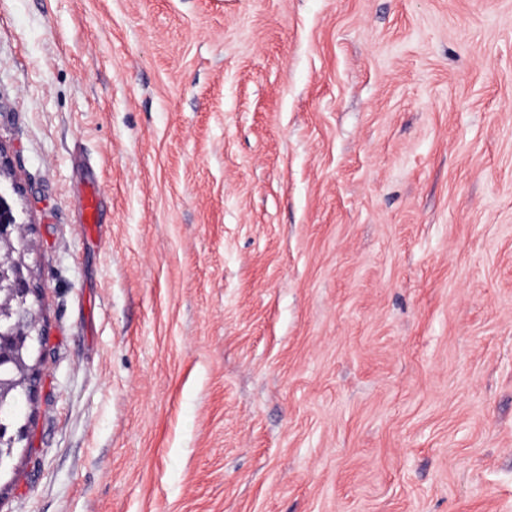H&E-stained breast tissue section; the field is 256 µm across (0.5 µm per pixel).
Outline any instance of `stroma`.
<instances>
[{
	"label": "stroma",
	"mask_w": 512,
	"mask_h": 512,
	"mask_svg": "<svg viewBox=\"0 0 512 512\" xmlns=\"http://www.w3.org/2000/svg\"><path fill=\"white\" fill-rule=\"evenodd\" d=\"M0 149V512H512V0H0ZM19 222L14 214L9 193L0 186V315L12 310L13 302H25L29 296H39L40 285L34 281L32 273L24 275L23 264L10 256L2 254V250L19 230ZM19 314L31 318L38 314L36 301L29 297ZM25 342L22 354L26 373H28L38 366V363H35L38 359L33 357V352L37 344L42 345L43 343V333L39 328L38 321L29 323L28 336L25 338ZM23 397L28 399V390L22 384H19L10 393L8 403L0 410L1 430L7 431L3 442L1 440L0 443V479L2 473H6L12 468L16 448H20V445L28 438L24 436L21 439L17 437L11 439L16 430L26 426L21 424L24 416L21 412H18V408L21 407L23 402Z\"/></svg>",
	"instance_id": "obj_1"
}]
</instances>
